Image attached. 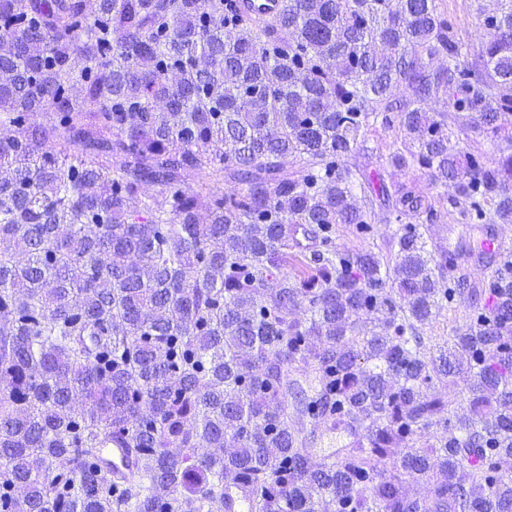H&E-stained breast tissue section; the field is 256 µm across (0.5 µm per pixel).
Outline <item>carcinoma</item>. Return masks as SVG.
Wrapping results in <instances>:
<instances>
[{
  "label": "carcinoma",
  "mask_w": 512,
  "mask_h": 512,
  "mask_svg": "<svg viewBox=\"0 0 512 512\" xmlns=\"http://www.w3.org/2000/svg\"><path fill=\"white\" fill-rule=\"evenodd\" d=\"M479 10L468 54L436 0H0V512H224L231 487L250 512H512V270L447 283L421 224L391 257L333 239L372 223L350 160L386 112L395 165L512 223V154H461L426 109L512 115V0ZM292 248L311 275L273 280ZM467 291L489 305L423 335ZM282 0H231L226 2L229 9L243 16H274L280 9Z\"/></svg>",
  "instance_id": "obj_1"
}]
</instances>
